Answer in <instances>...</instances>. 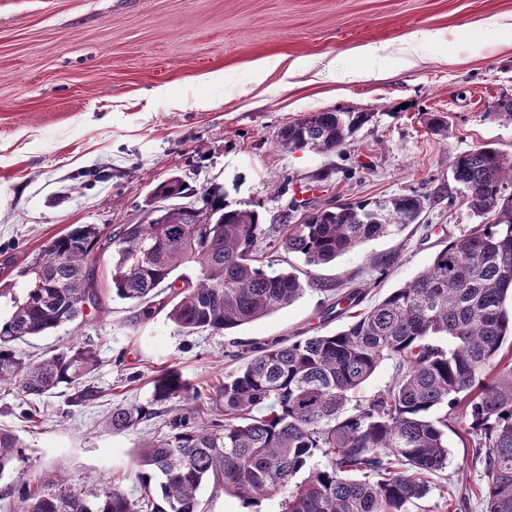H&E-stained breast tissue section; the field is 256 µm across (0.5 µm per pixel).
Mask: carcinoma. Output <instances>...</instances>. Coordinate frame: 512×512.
<instances>
[{
    "label": "carcinoma",
    "instance_id": "1",
    "mask_svg": "<svg viewBox=\"0 0 512 512\" xmlns=\"http://www.w3.org/2000/svg\"><path fill=\"white\" fill-rule=\"evenodd\" d=\"M371 112H310L281 128L277 148L330 153L347 146ZM452 173L463 201L482 223L448 241L414 280L378 304L360 309V292L336 291L351 322L330 335L296 336L240 354L237 370L215 391L222 417L199 422L200 397L175 369L160 372L143 403L118 404L105 418L115 433L165 416L168 432L142 444L135 501L110 486L74 491L58 471L20 473L15 512H201L199 492L212 484L246 502L277 496L280 512H427L431 476L448 467L446 430L453 424L471 446L484 484L471 491L485 512H512V362L499 356L512 340V157L478 146L456 157ZM152 218L110 232L76 224L42 246L26 266L29 286L11 295L0 317V385L29 397L71 388L69 403L86 406L101 391L89 383L97 347L76 340L40 361L15 343L98 309L96 262L112 257V294L152 309L185 333L236 329L299 299L316 287L294 271L258 266L270 232L307 266L395 235L419 217L423 196L315 205L304 221L267 227L259 211L235 207L224 185L200 190L172 176L145 200ZM192 267V278L176 272ZM445 338L448 346L436 343ZM385 361L391 382L374 398L345 410ZM22 457V446L0 430V471ZM448 512L468 496L441 486Z\"/></svg>",
    "mask_w": 512,
    "mask_h": 512
}]
</instances>
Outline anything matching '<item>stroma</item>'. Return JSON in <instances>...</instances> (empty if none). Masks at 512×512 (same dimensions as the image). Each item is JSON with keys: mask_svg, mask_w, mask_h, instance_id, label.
<instances>
[{"mask_svg": "<svg viewBox=\"0 0 512 512\" xmlns=\"http://www.w3.org/2000/svg\"><path fill=\"white\" fill-rule=\"evenodd\" d=\"M438 33L422 56L405 50L419 31ZM382 44L379 76L352 82ZM280 66L256 78L253 64ZM220 73L208 81L210 73ZM163 86L167 95H154ZM512 98V0H0V286L21 295V272L39 249L73 224L116 228L146 221L150 190L172 174L195 188L223 184L231 203L281 224L302 200L358 201L412 192L418 219L397 235L368 241L333 262L302 266L277 238L261 249L276 267L316 280L292 305L235 330L187 334L166 311L143 316L112 295L111 262L96 267L101 309L79 329L62 327L23 343L41 357L91 340L100 365L93 405L67 393L38 400L36 421L15 388L0 386V429L24 458L0 474L14 493L19 470L65 475L75 489L98 483L140 499L137 464L155 418L125 433L105 428L112 406L145 401L165 368L201 392L200 413L246 345L333 333L346 316L325 317L327 286L364 289L378 303L417 277L448 238L477 219L452 178L455 157L478 146L512 156V123L495 118ZM373 113L350 145L333 153H282L277 134L310 112ZM444 113L448 129L428 117ZM437 482L474 488L485 477L467 461L455 431Z\"/></svg>", "mask_w": 512, "mask_h": 512, "instance_id": "35a3bbf8", "label": "stroma"}]
</instances>
